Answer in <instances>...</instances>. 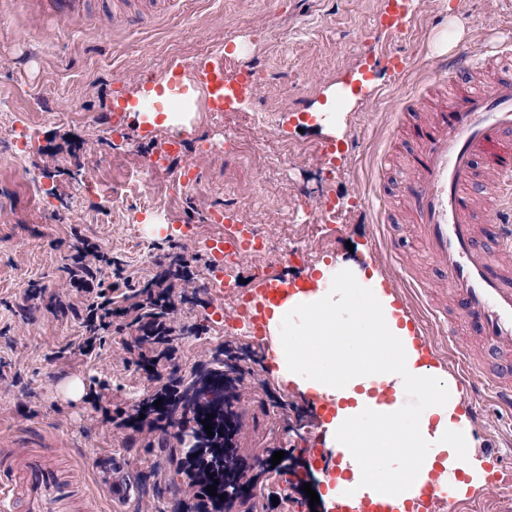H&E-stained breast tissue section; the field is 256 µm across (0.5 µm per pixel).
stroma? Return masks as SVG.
Instances as JSON below:
<instances>
[{
  "label": "stroma",
  "mask_w": 512,
  "mask_h": 512,
  "mask_svg": "<svg viewBox=\"0 0 512 512\" xmlns=\"http://www.w3.org/2000/svg\"><path fill=\"white\" fill-rule=\"evenodd\" d=\"M413 17L409 33L388 29L391 0H179L158 22L128 29L113 25L112 0H91L81 21L36 17L26 0H0L10 25L0 30V444L36 436L59 450L74 470L96 512H175L182 476L171 465L161 437L102 423L86 399L104 387V401L128 406L133 395L152 392L145 371L126 366L122 335L110 334L95 359L81 356L79 330L55 319L46 304L23 309L30 288L59 294L74 305L82 296L64 272L76 238L96 244L134 280L153 277L169 249L204 254L214 231L208 213L217 193L228 194L245 221L259 225L265 252L238 262L234 288L249 293L256 274L284 276L314 271L367 249L397 296L405 282L427 285L419 304L445 300L447 290L413 237V212L403 186L420 144L409 113L395 134L387 127L401 100L427 80L434 102H452L458 83L438 62L456 50L474 57L512 46V0H405ZM458 38L445 40V33ZM226 58L225 77L263 62L272 79L255 98L230 112H211L204 93H193L187 119L156 126L146 137L135 115L113 133L110 105L142 89L147 70L191 68L215 50ZM400 55L402 70L387 63ZM335 92L337 148L326 164L314 148L311 111ZM180 136L182 146L168 169L150 171L146 159L156 140ZM219 143L216 151L205 142ZM20 153V164L8 162ZM198 166V193L181 195L174 171ZM145 184L165 217L143 212L127 176ZM335 198L325 215L310 194ZM192 233H183L185 224ZM305 248L311 261L290 266L285 257ZM213 301L198 293L196 305L179 308L177 323L192 325L179 354L183 374L206 360L224 327L211 319ZM270 393L252 385L240 391L245 404L239 432L244 448L293 445L288 425L309 422L307 447L325 438L309 395L267 377ZM79 385L74 394L70 385ZM284 401H277V394ZM472 429L485 473L512 475V413L491 399L480 402ZM127 472L131 494L112 499L98 489L94 471L102 453Z\"/></svg>",
  "instance_id": "1"
}]
</instances>
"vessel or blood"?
Masks as SVG:
<instances>
[{
	"label": "vessel or blood",
	"instance_id": "vessel-or-blood-1",
	"mask_svg": "<svg viewBox=\"0 0 512 512\" xmlns=\"http://www.w3.org/2000/svg\"><path fill=\"white\" fill-rule=\"evenodd\" d=\"M177 0H124L118 19L123 23L151 22L170 13ZM89 0H35L37 11L60 21H73L88 12ZM167 100L176 103L190 89L204 92L210 111L229 112L240 101L253 98L256 86L249 70L234 80L224 78V55L213 53L199 60L190 74L170 67L158 79ZM421 151L403 191L416 215L414 232L421 246L449 288L448 302L434 304L432 312L449 327L466 324L485 342L497 366L489 374L483 364L460 354L457 384L469 388L470 397L458 399L456 410L476 419L473 394L483 392L500 406L512 409V271L494 264L483 248L491 238L498 251H512V80L496 79L486 89L460 88L456 101L441 106L432 120L416 128ZM483 158L493 173L497 192L487 226L474 215L475 199L468 185L475 158ZM223 237L208 249L216 260L259 253L258 244L236 214L225 215ZM297 279L263 277L239 308L252 332L267 336L271 306L281 305L301 292ZM413 348L423 357L435 351L422 318L407 317ZM474 494L456 492L436 495L425 485L416 497L419 512H433L441 503L444 512H469ZM23 512H90L78 489L60 468L53 449L21 440L0 448V512H12L14 503Z\"/></svg>",
	"mask_w": 512,
	"mask_h": 512
}]
</instances>
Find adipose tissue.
I'll return each mask as SVG.
<instances>
[{
    "mask_svg": "<svg viewBox=\"0 0 512 512\" xmlns=\"http://www.w3.org/2000/svg\"><path fill=\"white\" fill-rule=\"evenodd\" d=\"M314 292L274 308L269 328L280 374L334 406L325 427L342 449V472L327 498H391L404 504L429 481L460 488L481 462L456 394L437 369L420 363L381 286L350 261L322 267Z\"/></svg>",
    "mask_w": 512,
    "mask_h": 512,
    "instance_id": "adipose-tissue-1",
    "label": "adipose tissue"
}]
</instances>
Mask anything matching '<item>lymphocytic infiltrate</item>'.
I'll return each instance as SVG.
<instances>
[{
  "instance_id": "lymphocytic-infiltrate-1",
  "label": "lymphocytic infiltrate",
  "mask_w": 512,
  "mask_h": 512,
  "mask_svg": "<svg viewBox=\"0 0 512 512\" xmlns=\"http://www.w3.org/2000/svg\"><path fill=\"white\" fill-rule=\"evenodd\" d=\"M198 259H187L172 252L153 278L128 284L120 298H113L111 289L102 287L101 276L110 268L112 259L94 244H83L70 258L66 272L70 284L83 297L82 307H75L61 296H51L48 306L57 319L79 321L83 332L79 352L86 357L99 353L107 332L124 333L136 328L137 334L128 343L126 365L145 370L157 387L130 409H115L111 423L118 428L148 427L153 432H167L174 427L172 416L158 412L156 400L171 394L179 386L180 365L171 346L177 330L171 315L184 293L177 287L193 281Z\"/></svg>"
}]
</instances>
